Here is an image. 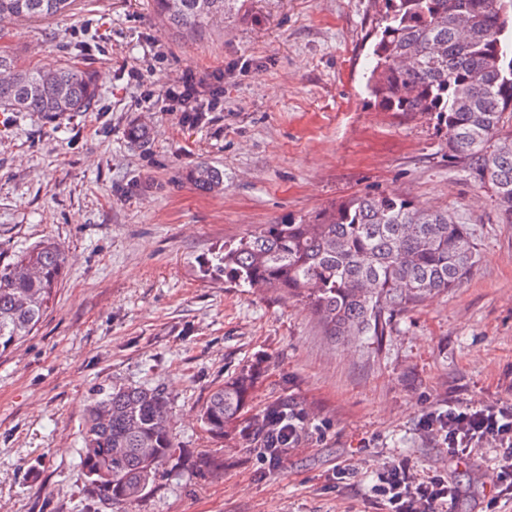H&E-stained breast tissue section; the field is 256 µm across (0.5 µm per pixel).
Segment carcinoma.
I'll return each instance as SVG.
<instances>
[{"label":"carcinoma","mask_w":512,"mask_h":512,"mask_svg":"<svg viewBox=\"0 0 512 512\" xmlns=\"http://www.w3.org/2000/svg\"><path fill=\"white\" fill-rule=\"evenodd\" d=\"M75 0H0V22L49 20ZM157 18L197 30L232 14L239 0H152ZM367 89L385 112H426L448 135V161L491 193L512 224V0H374ZM92 77L75 65L27 68L0 51V107L15 112H86ZM201 191L223 182L202 165ZM478 263L467 225L446 211L396 195L356 194L308 216L262 224L212 254L206 270L260 284L302 302L335 340L382 337L395 311L460 287ZM64 253L43 241L0 253V354L31 334L54 302ZM254 371L215 388L200 410L211 436L224 437L248 404ZM169 398L156 387L96 390L82 428L79 467L88 489L118 504L137 501L160 469L180 464ZM214 474L224 459L191 461Z\"/></svg>","instance_id":"cac0c4a2"}]
</instances>
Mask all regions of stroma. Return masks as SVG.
<instances>
[{
  "label": "stroma",
  "instance_id": "1",
  "mask_svg": "<svg viewBox=\"0 0 512 512\" xmlns=\"http://www.w3.org/2000/svg\"><path fill=\"white\" fill-rule=\"evenodd\" d=\"M375 18L373 0H249L182 34L151 0H77L0 30V49L75 63L99 94L89 112L0 111V252L50 238L66 261L53 308L0 355V512H388L373 485L399 460L447 477L452 512H512L493 445L459 460L421 425L457 401L512 404V224L429 116L369 96ZM189 70L223 76L197 128L164 95ZM134 124L146 146L128 141ZM203 162L224 173L211 192L186 178ZM365 193L448 212L480 253L465 284L394 313L381 338L331 341L300 303L202 272L216 245ZM247 366L249 403L214 439L199 411ZM115 385L163 389L179 447L223 455V471L163 468L129 505L89 493L82 421ZM274 405L306 416L276 466L256 426Z\"/></svg>",
  "mask_w": 512,
  "mask_h": 512
}]
</instances>
